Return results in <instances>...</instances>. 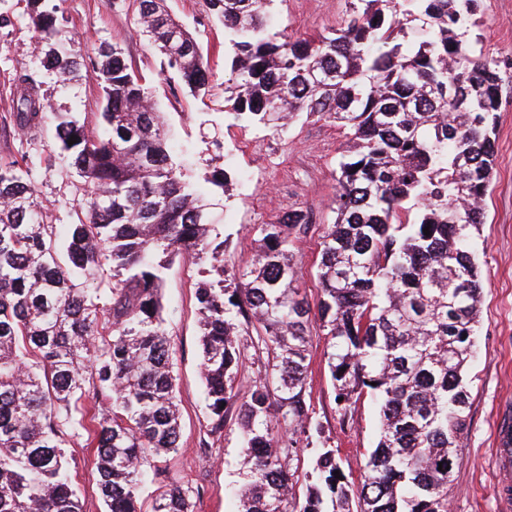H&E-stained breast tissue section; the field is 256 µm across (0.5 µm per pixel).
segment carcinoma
<instances>
[{"label":"carcinoma","instance_id":"1","mask_svg":"<svg viewBox=\"0 0 512 512\" xmlns=\"http://www.w3.org/2000/svg\"><path fill=\"white\" fill-rule=\"evenodd\" d=\"M271 2L206 0L224 25V121L278 132L304 115L346 131L314 308L297 277L307 213L290 208L260 225L252 267L228 271L210 203L174 159L164 113L118 45L101 46L92 64L100 112H62L42 82L18 81L11 121L23 130L52 117L83 204L70 223L44 224L29 170L0 165V512H82L66 451L82 431L106 512H142L149 460L176 452L180 437L161 304L178 255L202 276L212 431L238 396L240 338L267 353L239 407L248 465L239 512H351L354 501L360 512H448L482 300L469 241L484 221L501 106L498 65L477 49L479 0H349L343 24L315 39L271 30ZM28 7L51 42L41 66L63 82L80 77L70 45L54 40L57 0ZM139 19L167 67L208 92L209 67L166 0H139ZM94 121L104 132L90 130ZM314 319L332 337L338 405L376 401L379 439L356 488L335 477L338 450L318 449L300 502L279 429L310 420ZM193 494L173 483L152 512H190Z\"/></svg>","mask_w":512,"mask_h":512}]
</instances>
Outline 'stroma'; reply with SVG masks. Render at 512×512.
Instances as JSON below:
<instances>
[{
    "label": "stroma",
    "mask_w": 512,
    "mask_h": 512,
    "mask_svg": "<svg viewBox=\"0 0 512 512\" xmlns=\"http://www.w3.org/2000/svg\"><path fill=\"white\" fill-rule=\"evenodd\" d=\"M63 36L72 43L82 70L98 58L101 43H120L125 57L152 91L170 125L173 150L193 174L206 197L217 200L215 216L226 241L230 266L252 265L256 227L277 223L291 206L308 211L311 221L296 243L298 285L310 303H317V268L322 235L334 220L331 200L336 169L345 148L342 129L334 124L298 118L273 133L263 128H213L207 113L224 109V26L209 12L205 0H167L171 14L193 34L211 71L206 100L192 95L140 35L137 0H59ZM347 0H274L271 24L300 38L327 33L346 17ZM0 161L27 156L31 179L46 207L42 219L66 224L81 204L74 178L54 159L50 130L21 134L3 119L12 110L20 75L37 74L54 106L70 112H96L100 90L92 78L62 85L40 64L38 34L26 0H0ZM482 53L499 65L502 105L496 132V169L485 199V222L473 232L472 253L483 282L480 323L474 355L465 375L470 411L458 448L459 464L448 485V512H495L491 454L494 431L504 411L512 410V0H480ZM224 168L223 195L203 180L204 172ZM200 276L190 258L175 257L165 272L163 316L171 341L176 376L181 437L177 453L152 462L158 475L143 497L151 506L157 492L178 482L198 488L192 512H238L226 490L246 474L238 409L224 415V428L211 430L200 370V330L196 291ZM329 338L312 327L308 347L305 398L312 430L301 435V461L313 448L337 449L342 469L359 482L365 459L377 440L374 403L361 399L341 414L327 366ZM71 462L82 512H104L98 476L83 439H75Z\"/></svg>",
    "instance_id": "1"
}]
</instances>
